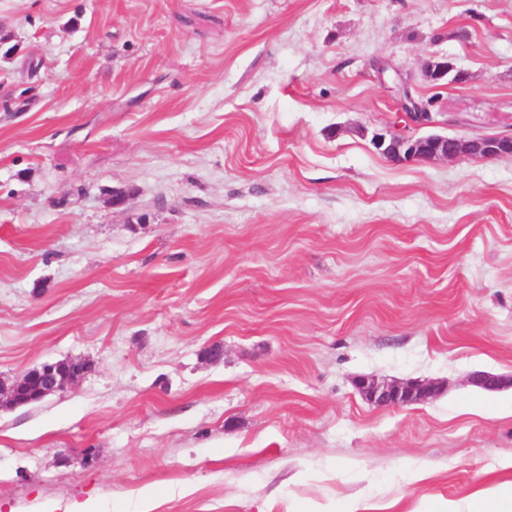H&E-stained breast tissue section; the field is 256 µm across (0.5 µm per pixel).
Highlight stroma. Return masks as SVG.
<instances>
[{
    "label": "stroma",
    "mask_w": 512,
    "mask_h": 512,
    "mask_svg": "<svg viewBox=\"0 0 512 512\" xmlns=\"http://www.w3.org/2000/svg\"><path fill=\"white\" fill-rule=\"evenodd\" d=\"M1 31L0 383L93 368L0 407V512L148 486L435 512L512 482V156L372 144L512 136V0H0ZM432 52L467 81L427 83ZM361 377L440 391L383 408ZM388 141L406 149V156H402V160L398 164L416 160H456L461 157L495 159L512 154L511 136H487L472 139L448 138L437 134L420 138L393 134L387 137L383 133L373 136V145L379 152H383L381 148ZM89 369V364L82 360H64L44 363L31 369L25 375L4 388L2 397L10 404L31 403L40 401L48 396L62 393L76 386Z\"/></svg>",
    "instance_id": "stroma-1"
}]
</instances>
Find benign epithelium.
<instances>
[{
	"mask_svg": "<svg viewBox=\"0 0 512 512\" xmlns=\"http://www.w3.org/2000/svg\"><path fill=\"white\" fill-rule=\"evenodd\" d=\"M456 70L451 58L446 55L432 54L422 63L425 79L433 85L441 86L448 82ZM412 125L416 127L435 124L428 105L417 106L410 112ZM397 144L406 149L402 162L416 160H456L461 157H481L495 159L512 154V137L487 136L472 139L448 138L432 134L413 138L405 135L377 133L373 136V145L382 148L386 142ZM89 369L82 360H64L44 363L31 369L25 375L6 388L0 389L10 404L31 403L48 396L62 393L76 386ZM362 394L380 407L403 406L433 397L439 390L434 382L408 381L380 383L372 378H362L358 382Z\"/></svg>",
	"mask_w": 512,
	"mask_h": 512,
	"instance_id": "1",
	"label": "benign epithelium"
}]
</instances>
